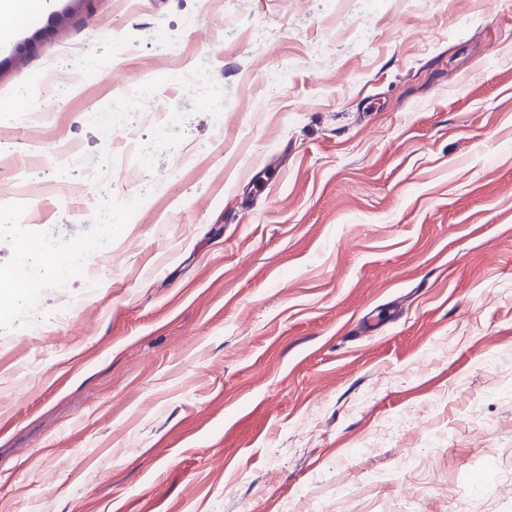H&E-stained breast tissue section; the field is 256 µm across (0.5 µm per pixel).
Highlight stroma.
<instances>
[{"label": "stroma", "mask_w": 512, "mask_h": 512, "mask_svg": "<svg viewBox=\"0 0 512 512\" xmlns=\"http://www.w3.org/2000/svg\"><path fill=\"white\" fill-rule=\"evenodd\" d=\"M0 283V512H512V4L46 0Z\"/></svg>", "instance_id": "stroma-1"}]
</instances>
